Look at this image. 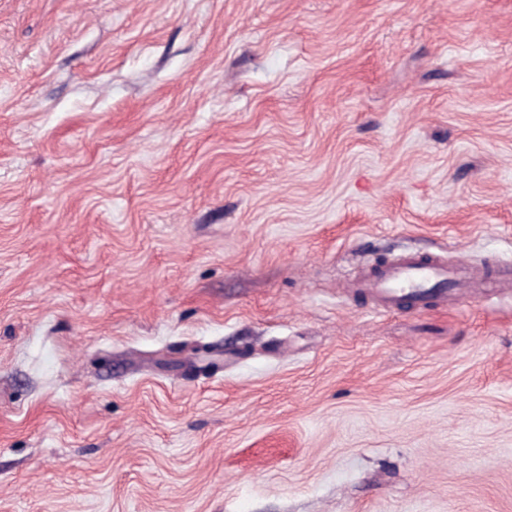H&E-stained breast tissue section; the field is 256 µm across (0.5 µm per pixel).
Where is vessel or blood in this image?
Wrapping results in <instances>:
<instances>
[{
	"instance_id": "b4317fda",
	"label": "vessel or blood",
	"mask_w": 512,
	"mask_h": 512,
	"mask_svg": "<svg viewBox=\"0 0 512 512\" xmlns=\"http://www.w3.org/2000/svg\"><path fill=\"white\" fill-rule=\"evenodd\" d=\"M496 284L485 269L466 258L446 264L435 258L406 254L380 269L364 273L354 282L367 291L376 313L383 314L404 302H437L456 307L473 297L486 296Z\"/></svg>"
}]
</instances>
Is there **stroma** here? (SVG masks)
Segmentation results:
<instances>
[{
    "mask_svg": "<svg viewBox=\"0 0 512 512\" xmlns=\"http://www.w3.org/2000/svg\"><path fill=\"white\" fill-rule=\"evenodd\" d=\"M512 0H0V512H512ZM504 270L491 278L484 267L474 268L460 256L454 264L436 258L401 255L379 270L364 273L353 285L367 291L373 310L383 314L403 302L415 304L432 300L443 306L457 307L473 297L487 298L488 290L504 277Z\"/></svg>",
    "mask_w": 512,
    "mask_h": 512,
    "instance_id": "obj_1",
    "label": "stroma"
}]
</instances>
